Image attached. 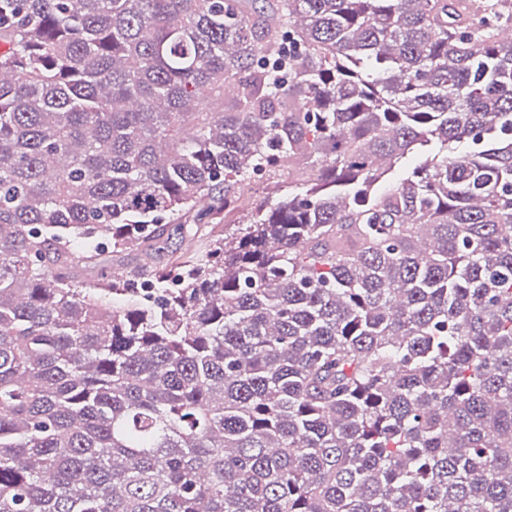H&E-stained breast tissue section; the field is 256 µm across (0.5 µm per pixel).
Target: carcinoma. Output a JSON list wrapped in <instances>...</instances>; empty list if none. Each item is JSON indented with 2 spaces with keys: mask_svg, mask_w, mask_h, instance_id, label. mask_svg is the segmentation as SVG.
Instances as JSON below:
<instances>
[{
  "mask_svg": "<svg viewBox=\"0 0 512 512\" xmlns=\"http://www.w3.org/2000/svg\"><path fill=\"white\" fill-rule=\"evenodd\" d=\"M507 29L0 0V512H512ZM288 181V172H284L281 177H277L276 179L268 180L266 176L264 177H255L251 180L246 181L243 184L240 203L243 207H249L252 202L255 200L263 199L264 197L269 198L270 200H274L277 196L276 194H269L266 190L268 185H274L276 181ZM181 236L182 235L175 231V225L172 224L170 226L169 239L165 242V244H161L164 249L158 253V257L167 260L169 258L184 256L186 254L192 253L200 246L201 241L199 238H182Z\"/></svg>",
  "mask_w": 512,
  "mask_h": 512,
  "instance_id": "obj_1",
  "label": "carcinoma"
}]
</instances>
